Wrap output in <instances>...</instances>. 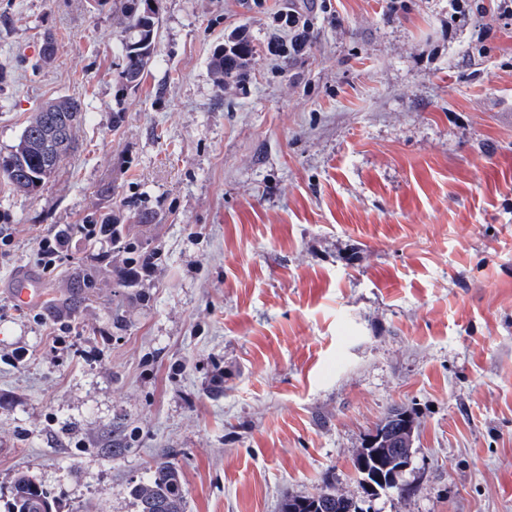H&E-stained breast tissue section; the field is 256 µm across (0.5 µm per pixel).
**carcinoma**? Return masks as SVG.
Returning a JSON list of instances; mask_svg holds the SVG:
<instances>
[{
    "mask_svg": "<svg viewBox=\"0 0 512 512\" xmlns=\"http://www.w3.org/2000/svg\"><path fill=\"white\" fill-rule=\"evenodd\" d=\"M133 0H115L123 24L126 54L123 55L122 78L129 85L139 83L144 73L155 63V40L149 35L157 33L158 15L150 18L151 28L143 30L139 12L133 11ZM83 107L79 99L61 96L37 108L17 142L6 155H0V175L17 191L33 193L42 188L55 174L63 157L75 148L76 131L82 119ZM106 231L112 236V245L128 254L130 265L140 266L151 261L154 254L141 249L135 241L127 239L124 225L114 224ZM411 431L401 427L396 445H365L358 455H387L409 447ZM135 430L119 422L112 436V458L122 459L136 441ZM136 500L138 512H186L183 478L180 471L165 460L154 462L142 480L127 487ZM9 512H52V502L46 490L26 474L14 482L12 509ZM281 512H363V508L350 495L325 483L316 492L291 496L281 506Z\"/></svg>",
    "mask_w": 512,
    "mask_h": 512,
    "instance_id": "carcinoma-1",
    "label": "carcinoma"
}]
</instances>
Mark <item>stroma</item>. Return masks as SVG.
Here are the masks:
<instances>
[{"label":"stroma","mask_w":512,"mask_h":512,"mask_svg":"<svg viewBox=\"0 0 512 512\" xmlns=\"http://www.w3.org/2000/svg\"><path fill=\"white\" fill-rule=\"evenodd\" d=\"M287 3L155 0L130 87L113 0H0V152L42 103L84 106L39 192L0 178V512L21 474L53 512H137L127 488L159 458L188 512H280L326 481L365 512H512V24L298 0L309 46L273 56ZM238 32L247 78L217 86ZM102 217L157 253L151 276L128 284L124 253L81 236ZM19 270L43 283L24 309ZM395 410L415 492L369 498L353 459ZM120 421L137 438L115 460ZM68 239V233L58 231L52 237H44L38 248L39 263L46 271H51L55 268L57 261L61 256V248L65 245Z\"/></svg>","instance_id":"obj_1"}]
</instances>
